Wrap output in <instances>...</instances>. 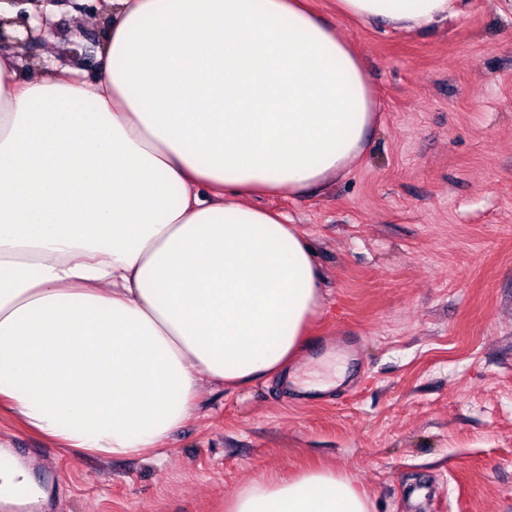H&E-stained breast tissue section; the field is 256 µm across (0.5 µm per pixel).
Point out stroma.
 <instances>
[{
	"label": "stroma",
	"mask_w": 512,
	"mask_h": 512,
	"mask_svg": "<svg viewBox=\"0 0 512 512\" xmlns=\"http://www.w3.org/2000/svg\"><path fill=\"white\" fill-rule=\"evenodd\" d=\"M363 59L378 120L355 168L261 198L314 247L324 301L290 382H203L154 457L67 451L0 410L28 512H224L332 469L374 512H512V0L427 33L307 0Z\"/></svg>",
	"instance_id": "1"
}]
</instances>
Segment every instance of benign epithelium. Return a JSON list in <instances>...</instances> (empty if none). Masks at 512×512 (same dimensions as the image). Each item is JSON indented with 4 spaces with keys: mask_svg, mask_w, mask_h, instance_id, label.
Masks as SVG:
<instances>
[{
    "mask_svg": "<svg viewBox=\"0 0 512 512\" xmlns=\"http://www.w3.org/2000/svg\"><path fill=\"white\" fill-rule=\"evenodd\" d=\"M72 6L78 8L76 0H0V54L26 51L42 44L56 33V23L48 19L46 6ZM88 33L82 29L71 32L68 50L72 59L80 57Z\"/></svg>",
    "mask_w": 512,
    "mask_h": 512,
    "instance_id": "7a95c632",
    "label": "benign epithelium"
}]
</instances>
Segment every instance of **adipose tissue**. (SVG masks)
Masks as SVG:
<instances>
[{"instance_id":"1","label":"adipose tissue","mask_w":512,"mask_h":512,"mask_svg":"<svg viewBox=\"0 0 512 512\" xmlns=\"http://www.w3.org/2000/svg\"><path fill=\"white\" fill-rule=\"evenodd\" d=\"M95 78L0 55V405L58 447L160 450L202 378L287 373L321 304L310 241L245 204L351 170L376 124L352 44L303 0H105ZM423 32L459 0H336ZM226 512H372L330 469Z\"/></svg>"}]
</instances>
